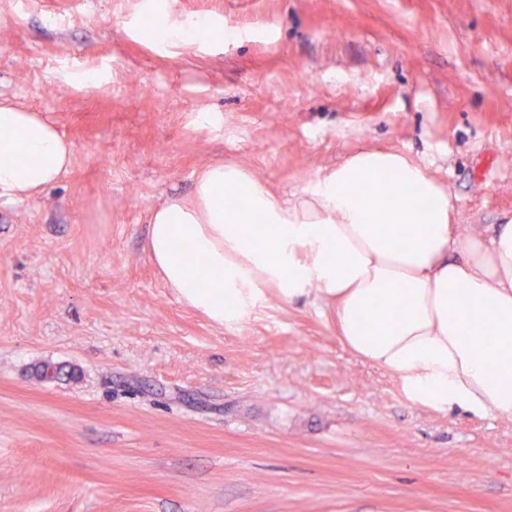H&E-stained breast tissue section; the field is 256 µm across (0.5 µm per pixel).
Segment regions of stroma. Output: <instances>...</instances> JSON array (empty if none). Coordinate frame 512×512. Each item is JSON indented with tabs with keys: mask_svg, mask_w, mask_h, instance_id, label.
<instances>
[{
	"mask_svg": "<svg viewBox=\"0 0 512 512\" xmlns=\"http://www.w3.org/2000/svg\"><path fill=\"white\" fill-rule=\"evenodd\" d=\"M1 97L74 154L0 200V512H512V418L407 400L313 293L215 325L144 249L207 164L289 196L365 148L512 222V0H0ZM203 32L205 34L213 33L211 22L208 19L196 20L190 29L181 23L172 22L164 29L165 36L173 42L187 41L191 39L195 33Z\"/></svg>",
	"mask_w": 512,
	"mask_h": 512,
	"instance_id": "1",
	"label": "stroma"
}]
</instances>
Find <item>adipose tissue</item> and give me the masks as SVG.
I'll list each match as a JSON object with an SVG mask.
<instances>
[{"instance_id":"adipose-tissue-1","label":"adipose tissue","mask_w":512,"mask_h":512,"mask_svg":"<svg viewBox=\"0 0 512 512\" xmlns=\"http://www.w3.org/2000/svg\"><path fill=\"white\" fill-rule=\"evenodd\" d=\"M0 199L38 197L73 148L43 113L0 100ZM399 172V181L374 182ZM244 198L245 210L228 208ZM145 250L167 288L216 324L244 319L265 294L309 291L334 309L357 357L392 374L412 402L512 417V224L493 235L458 224L450 194L401 153L362 150L295 200L234 165L209 164L190 196L155 208ZM218 278L199 285L192 257ZM489 337L477 342L472 328Z\"/></svg>"}]
</instances>
